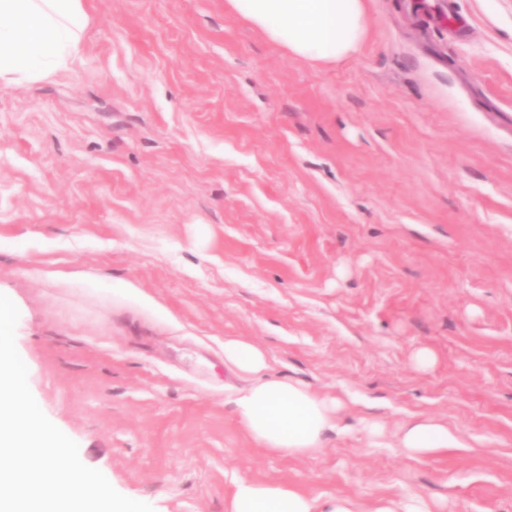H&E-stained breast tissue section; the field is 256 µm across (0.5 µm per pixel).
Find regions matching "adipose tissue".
<instances>
[{
	"label": "adipose tissue",
	"mask_w": 512,
	"mask_h": 512,
	"mask_svg": "<svg viewBox=\"0 0 512 512\" xmlns=\"http://www.w3.org/2000/svg\"><path fill=\"white\" fill-rule=\"evenodd\" d=\"M228 11L291 57L333 63L357 53L367 33L365 0H226ZM83 0H0V84L46 79L79 54ZM248 433L269 451L294 456L321 448L334 408L301 383L258 381L235 400ZM227 512H361L349 498L327 501L283 486L239 481Z\"/></svg>",
	"instance_id": "ef3b65f1"
}]
</instances>
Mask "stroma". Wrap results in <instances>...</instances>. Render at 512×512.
Masks as SVG:
<instances>
[{"label": "stroma", "instance_id": "35a3bbf8", "mask_svg": "<svg viewBox=\"0 0 512 512\" xmlns=\"http://www.w3.org/2000/svg\"><path fill=\"white\" fill-rule=\"evenodd\" d=\"M417 2L367 0L361 50L323 64L225 0H84L67 69L0 85L16 348L122 495L512 512V0H451L455 30ZM262 376L340 400L319 451L246 432L230 396ZM422 420L454 447L401 448ZM224 354L237 367L243 370L259 372L266 368L260 350L245 341L231 340L224 344ZM227 512H361L349 498L336 497L323 503L299 491L240 480Z\"/></svg>", "mask_w": 512, "mask_h": 512}]
</instances>
